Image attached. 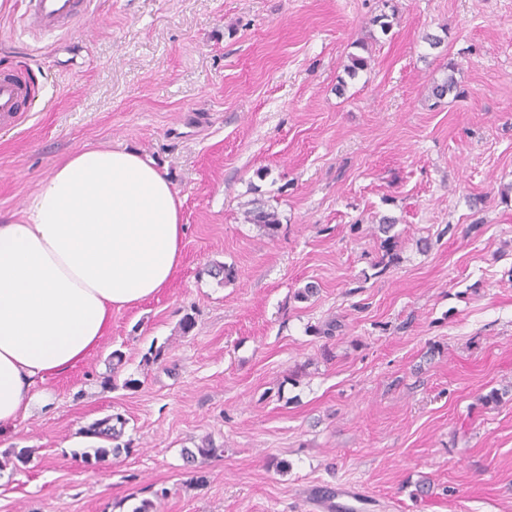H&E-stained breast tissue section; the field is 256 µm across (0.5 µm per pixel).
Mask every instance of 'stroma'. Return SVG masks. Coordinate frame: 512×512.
<instances>
[{
	"label": "stroma",
	"instance_id": "35a3bbf8",
	"mask_svg": "<svg viewBox=\"0 0 512 512\" xmlns=\"http://www.w3.org/2000/svg\"><path fill=\"white\" fill-rule=\"evenodd\" d=\"M24 8L0 0V67L35 84L0 121V215L74 149L121 147L167 174L185 235L168 288L0 436L33 455L0 464V512H130L161 489L156 512H310L344 485L367 495L353 512H512V0H91L49 35ZM116 350L138 388L103 386ZM113 414L127 453L84 465ZM205 439L220 455L188 469ZM253 207L245 212V219L250 224H257L267 231H274L280 224L277 213L254 200ZM114 419H115V423L112 422V426H110L109 425L110 420L114 421ZM125 424H126V420L121 415L117 414L115 417L109 416L104 419L98 420L91 426V428H89L85 432V434L93 435L94 437H97L98 439L104 438L105 440H107V439L116 440L121 436L122 431L125 427ZM104 425H106L105 428H103Z\"/></svg>",
	"mask_w": 512,
	"mask_h": 512
}]
</instances>
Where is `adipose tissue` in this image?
Masks as SVG:
<instances>
[{
  "label": "adipose tissue",
  "instance_id": "1",
  "mask_svg": "<svg viewBox=\"0 0 512 512\" xmlns=\"http://www.w3.org/2000/svg\"><path fill=\"white\" fill-rule=\"evenodd\" d=\"M181 206L151 159L85 146L0 220V434L28 414L37 385L100 345L113 312L168 287Z\"/></svg>",
  "mask_w": 512,
  "mask_h": 512
}]
</instances>
